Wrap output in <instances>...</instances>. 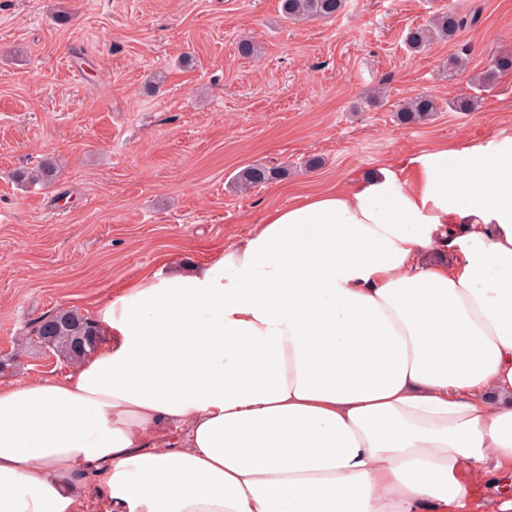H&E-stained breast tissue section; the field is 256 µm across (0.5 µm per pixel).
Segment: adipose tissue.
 <instances>
[{"label": "adipose tissue", "instance_id": "obj_1", "mask_svg": "<svg viewBox=\"0 0 512 512\" xmlns=\"http://www.w3.org/2000/svg\"><path fill=\"white\" fill-rule=\"evenodd\" d=\"M144 274L0 385V512H457L512 471V138L440 147Z\"/></svg>", "mask_w": 512, "mask_h": 512}]
</instances>
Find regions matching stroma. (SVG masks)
I'll use <instances>...</instances> for the list:
<instances>
[{"label": "stroma", "mask_w": 512, "mask_h": 512, "mask_svg": "<svg viewBox=\"0 0 512 512\" xmlns=\"http://www.w3.org/2000/svg\"><path fill=\"white\" fill-rule=\"evenodd\" d=\"M474 6L476 25L409 51L434 11ZM244 36L259 57L238 54ZM460 51L466 72L444 74ZM504 52L512 0H348L296 23L280 0H0V360L15 361L0 383L68 372L22 345L41 317L89 316L143 274L205 264L305 194L384 168L405 182L409 156L512 138V71L469 81ZM421 93L437 98L434 119L397 124ZM466 95L477 110L448 109ZM46 156L61 163L51 185L14 179ZM312 157L323 164L309 171ZM256 163L289 174L233 192Z\"/></svg>", "instance_id": "obj_1"}]
</instances>
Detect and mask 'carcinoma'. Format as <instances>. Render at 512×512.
Listing matches in <instances>:
<instances>
[{
	"instance_id": "obj_1",
	"label": "carcinoma",
	"mask_w": 512,
	"mask_h": 512,
	"mask_svg": "<svg viewBox=\"0 0 512 512\" xmlns=\"http://www.w3.org/2000/svg\"><path fill=\"white\" fill-rule=\"evenodd\" d=\"M346 0H281L282 15L291 22L312 19H326L339 14ZM479 10L467 12L443 11L433 14L426 24L411 30L406 36L409 49L419 52L435 41L450 40L467 27L474 25ZM512 70V54H497L490 58L486 69L472 80L478 87L485 88L496 77ZM439 111V103L431 94H418L397 110V120L406 125L419 124L430 120ZM56 169V159L44 158L38 166L21 171L16 177L29 184H47ZM288 173L284 166L267 167L261 164L242 169L234 178L232 186L236 190L265 184L278 180ZM102 338L101 328L93 319L73 310L60 309L48 320L39 321L33 329L29 344L42 348L48 347L68 363L80 362L91 355Z\"/></svg>"
}]
</instances>
